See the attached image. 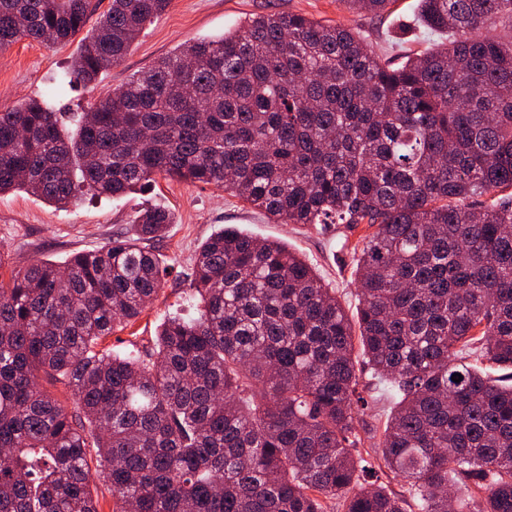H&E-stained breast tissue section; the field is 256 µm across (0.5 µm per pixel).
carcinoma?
I'll return each mask as SVG.
<instances>
[{
    "instance_id": "1",
    "label": "carcinoma",
    "mask_w": 512,
    "mask_h": 512,
    "mask_svg": "<svg viewBox=\"0 0 512 512\" xmlns=\"http://www.w3.org/2000/svg\"><path fill=\"white\" fill-rule=\"evenodd\" d=\"M170 2L111 0L82 37L90 0H0V50L79 36L70 77L88 86ZM419 4L447 49L394 63L352 28L263 14L158 59L73 129L34 99L0 112V194L63 208L160 176L276 224L373 228L356 320L286 244L226 225L188 274L197 315L123 355L102 340L163 291L169 210L62 265L5 273L0 253V512H98L94 476L113 512H448L451 488L512 512V384L489 372L512 368V0ZM362 363L395 395L374 452L399 493L354 454Z\"/></svg>"
}]
</instances>
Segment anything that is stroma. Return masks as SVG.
<instances>
[{"label": "stroma", "mask_w": 512, "mask_h": 512, "mask_svg": "<svg viewBox=\"0 0 512 512\" xmlns=\"http://www.w3.org/2000/svg\"><path fill=\"white\" fill-rule=\"evenodd\" d=\"M418 5L419 0H395L389 13L360 16L347 10L341 0H171L164 14L145 25L123 61L92 86L70 84L65 79L79 50L78 42L48 48L21 40L1 50L0 111L36 98L56 111L76 115L181 45L220 37L257 14L300 13L340 23L356 29L377 51L391 56L441 46L443 37L419 24ZM154 204L167 207L176 217L156 246L167 267V284L133 324L108 338L109 346H116L121 338L144 342L154 338L166 314H193L186 278L192 258L213 232L227 224L238 225L258 238L286 242L335 289L349 316H356L359 299L353 247L367 234L366 226L351 230L342 224H274L264 213L212 185L161 178L145 191L119 198L86 194L65 209L23 191L4 193L0 195V248L21 266L36 260L59 264L74 253L97 249L113 237L134 238L138 213ZM379 384L370 369L361 370L359 390L371 400L361 432L368 447L379 441L394 408L392 398H375Z\"/></svg>", "instance_id": "35a3bbf8"}]
</instances>
